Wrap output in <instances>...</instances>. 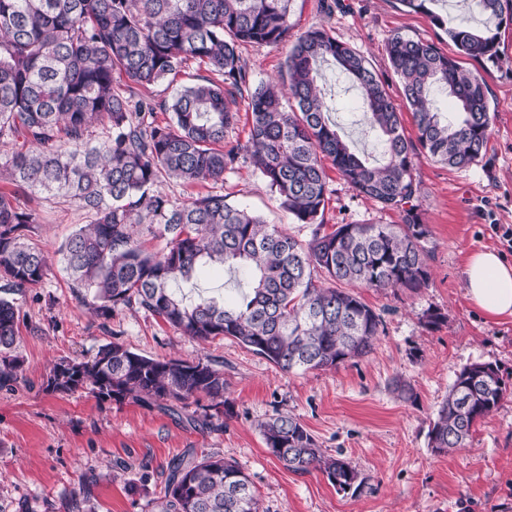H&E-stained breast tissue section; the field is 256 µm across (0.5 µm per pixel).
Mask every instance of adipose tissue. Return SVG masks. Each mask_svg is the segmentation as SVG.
I'll list each match as a JSON object with an SVG mask.
<instances>
[{
    "instance_id": "obj_1",
    "label": "adipose tissue",
    "mask_w": 512,
    "mask_h": 512,
    "mask_svg": "<svg viewBox=\"0 0 512 512\" xmlns=\"http://www.w3.org/2000/svg\"><path fill=\"white\" fill-rule=\"evenodd\" d=\"M465 291L475 307L490 317L512 316V265L492 250L470 254L465 268Z\"/></svg>"
}]
</instances>
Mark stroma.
<instances>
[{"instance_id": "stroma-1", "label": "stroma", "mask_w": 512, "mask_h": 512, "mask_svg": "<svg viewBox=\"0 0 512 512\" xmlns=\"http://www.w3.org/2000/svg\"><path fill=\"white\" fill-rule=\"evenodd\" d=\"M293 0L292 35L323 28L364 55L385 77L397 104L401 84L386 53L393 35L433 42L455 54L447 34L399 0ZM291 42L241 45L240 64L250 88L285 72ZM488 85L493 115L487 148L475 164L457 169L419 157L413 175L422 188L418 212L432 235L431 272L420 292L364 289L363 300L384 319L372 353L331 370L286 374L230 337L200 343L181 336L150 313L133 308L112 319L94 316L68 284L56 253L85 222L76 205L28 198L38 213L29 236L50 252L51 268L18 298L20 318L13 354L22 368L0 386V512H146L164 488L171 460L185 453L233 459L249 477L263 512H512V316L491 318L467 299L463 267L470 252L489 248L512 263L501 231L512 228V24L503 28L495 60L464 58ZM342 134L373 150L362 124L354 87L324 70ZM325 224H396L397 212L357 195L329 170ZM207 191L258 212L298 238L307 231L279 205L251 163H238ZM244 273L209 268L196 284L233 304ZM444 316L428 328L427 309ZM120 343L153 358L210 360L224 372L230 406L219 426L191 422L186 414L131 401L101 400L86 390L47 391L52 364L87 361L98 349ZM473 362L495 363L509 391L499 408L479 421L466 448L437 454L428 428L456 373ZM413 387L403 401L395 381ZM280 412L294 414L328 453L358 470V489L337 491L318 472L288 470L265 447L258 424Z\"/></svg>"}]
</instances>
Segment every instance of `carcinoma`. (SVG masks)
I'll list each match as a JSON object with an SVG mask.
<instances>
[{
  "label": "carcinoma",
  "instance_id": "obj_1",
  "mask_svg": "<svg viewBox=\"0 0 512 512\" xmlns=\"http://www.w3.org/2000/svg\"><path fill=\"white\" fill-rule=\"evenodd\" d=\"M293 0H0V154L10 190H0V386L17 380L11 354L18 333L15 295L39 286L50 259L24 230L38 223L21 196L75 204L86 215L57 253L76 296L107 320L137 307L198 341L231 337L282 372L335 369L369 355L383 319L357 288L428 286V225L417 214L421 186L412 174L416 148L454 168L474 164L493 116L484 76L433 43L402 35L387 52L417 130L407 140L402 112L368 60L326 29L296 38L287 78L249 96V145L225 142L248 79L242 43L276 45L288 38ZM444 29L458 53L494 59L505 0H473L483 22L454 25L433 10L438 0H399ZM196 62L210 72L173 95L169 121L136 95ZM331 63L357 89L362 121L379 154L356 153L341 137L320 66ZM450 98L455 117L439 110L434 92ZM333 165L357 194L399 213V224H337L325 230ZM251 162L280 206L304 225L300 240L222 194L174 200L165 182L218 183L240 160ZM164 246L151 251L146 239ZM243 271L249 289L228 307L217 297L193 298L177 286L205 266ZM87 389L101 400L130 399L182 408L207 399L224 413V372L208 361L146 357L119 343L90 361L61 359L46 390ZM507 392L498 367L460 369L430 421L437 453L468 445L478 420ZM266 448L294 472L317 471L340 491L359 474L320 448L300 420L278 414L259 424ZM151 512H260L237 463L220 455L173 459Z\"/></svg>",
  "mask_w": 512,
  "mask_h": 512
}]
</instances>
